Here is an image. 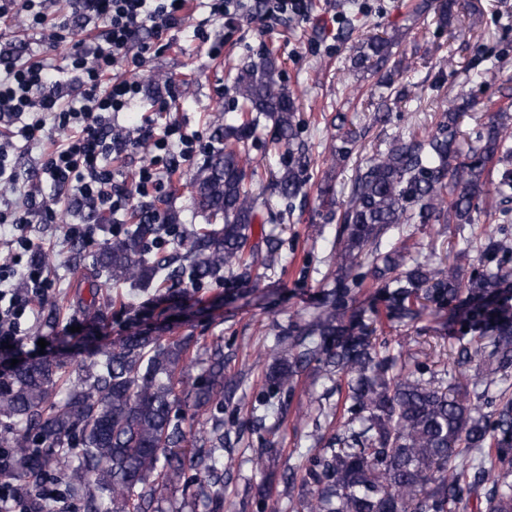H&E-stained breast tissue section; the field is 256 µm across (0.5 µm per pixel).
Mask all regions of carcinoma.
I'll return each instance as SVG.
<instances>
[{
	"label": "carcinoma",
	"instance_id": "obj_1",
	"mask_svg": "<svg viewBox=\"0 0 512 512\" xmlns=\"http://www.w3.org/2000/svg\"><path fill=\"white\" fill-rule=\"evenodd\" d=\"M398 44L394 36H372L354 46L351 58L355 68L374 69L378 86L388 90L374 110L382 125L407 95L406 86H395L411 68L409 61L391 62ZM235 83L238 116L213 132L207 159L189 180L206 223L187 232L176 259L153 252L165 225L140 216L99 244L103 285L171 291L216 280L249 265L255 234L269 244L266 259L275 260L264 228H255L248 140L260 119L272 122L290 158L275 176L276 191L288 204L296 200L308 165L297 143V106L268 53L244 65ZM469 107L468 94L458 93L430 132L403 129L355 169L336 232V287L304 324L277 340L272 388L292 387L313 362L347 385L336 434L299 466L313 489L293 505L295 512H468L474 501L479 512H512V393L505 387L489 395L512 372V297L502 289L512 233L502 227L479 238L484 261L465 280L457 263L408 265L400 251L381 250L395 224H471L486 198L512 201V125L497 112L465 139L460 123ZM355 138L351 130L336 134L337 160L349 157ZM362 260L403 318L415 319L429 303L463 298L471 304L464 319L478 336L458 338V353L465 363L487 361L490 370L478 363L470 373L460 371L455 387L443 391L424 378L427 364L417 357L411 368L397 367L371 342L364 314L347 316ZM62 368L41 360L0 376V417L13 424L0 445L14 449L21 477L35 482L51 465L62 467L84 512H158L157 494L167 488L181 489L193 504L204 502L209 512H224V475L234 459L216 458L224 423L205 418L236 388L224 376V345L202 350L191 336L165 339L136 330L91 353L66 388Z\"/></svg>",
	"mask_w": 512,
	"mask_h": 512
}]
</instances>
